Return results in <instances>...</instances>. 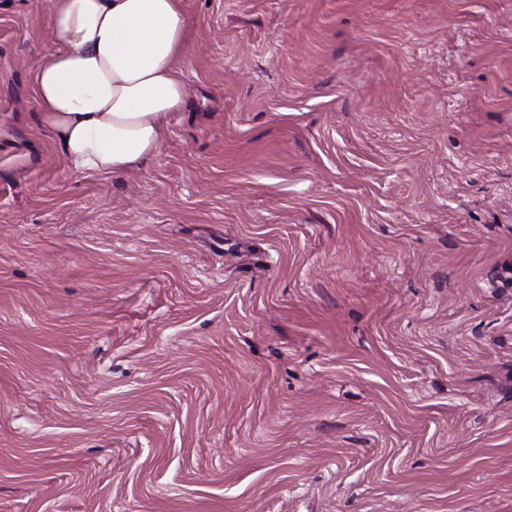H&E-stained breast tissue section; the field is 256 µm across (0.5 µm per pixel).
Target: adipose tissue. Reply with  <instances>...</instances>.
I'll return each mask as SVG.
<instances>
[{"instance_id": "ef3b65f1", "label": "adipose tissue", "mask_w": 512, "mask_h": 512, "mask_svg": "<svg viewBox=\"0 0 512 512\" xmlns=\"http://www.w3.org/2000/svg\"><path fill=\"white\" fill-rule=\"evenodd\" d=\"M53 51L33 74L41 123L77 174H124L154 156L185 89L180 0H53Z\"/></svg>"}]
</instances>
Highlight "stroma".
Returning a JSON list of instances; mask_svg holds the SVG:
<instances>
[{"label":"stroma","mask_w":512,"mask_h":512,"mask_svg":"<svg viewBox=\"0 0 512 512\" xmlns=\"http://www.w3.org/2000/svg\"><path fill=\"white\" fill-rule=\"evenodd\" d=\"M0 0V512H512V0H182L159 151L71 173Z\"/></svg>","instance_id":"1"}]
</instances>
